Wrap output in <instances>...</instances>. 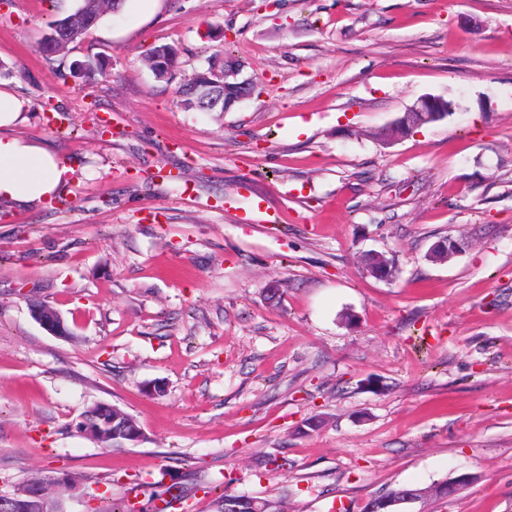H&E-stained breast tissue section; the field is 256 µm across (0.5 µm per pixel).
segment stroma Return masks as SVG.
Here are the masks:
<instances>
[{
	"label": "stroma",
	"instance_id": "obj_1",
	"mask_svg": "<svg viewBox=\"0 0 512 512\" xmlns=\"http://www.w3.org/2000/svg\"><path fill=\"white\" fill-rule=\"evenodd\" d=\"M78 5L0 0L14 133L74 170L50 202L0 204V492L66 472L112 504L164 468L188 512H214L200 479L361 512L466 474L425 512H512V0H126L45 56ZM228 49L253 95L182 108ZM90 57L103 73L74 76ZM425 95L453 113L375 139ZM446 238L469 245L432 260ZM96 403L144 441L79 433ZM31 314L38 324L54 336H66L65 321L60 312L31 304ZM112 415L113 419L119 418L118 422H120L122 427L120 436L112 439V446L133 445L145 439L139 423L132 415L115 406H113Z\"/></svg>",
	"mask_w": 512,
	"mask_h": 512
}]
</instances>
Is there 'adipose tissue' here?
Segmentation results:
<instances>
[{
    "instance_id": "obj_1",
    "label": "adipose tissue",
    "mask_w": 512,
    "mask_h": 512,
    "mask_svg": "<svg viewBox=\"0 0 512 512\" xmlns=\"http://www.w3.org/2000/svg\"><path fill=\"white\" fill-rule=\"evenodd\" d=\"M25 119L24 100L0 89V200L22 206L49 199L71 174L45 146L6 135V127Z\"/></svg>"
}]
</instances>
